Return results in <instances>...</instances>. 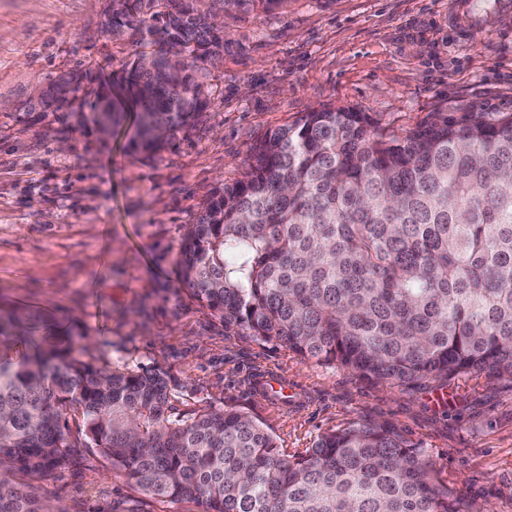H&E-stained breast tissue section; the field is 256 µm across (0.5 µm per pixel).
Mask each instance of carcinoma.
I'll use <instances>...</instances> for the list:
<instances>
[{
  "label": "carcinoma",
  "mask_w": 512,
  "mask_h": 512,
  "mask_svg": "<svg viewBox=\"0 0 512 512\" xmlns=\"http://www.w3.org/2000/svg\"><path fill=\"white\" fill-rule=\"evenodd\" d=\"M210 0H112L105 32L158 47L115 91L80 98L78 125L108 135L134 110L132 144L164 148L207 104L191 71L223 47ZM269 11L287 0H219ZM85 75L42 95L61 109ZM182 287L227 324L304 360L400 388L479 379L512 388V113L431 112L402 134L354 109L312 110L250 155L245 177L190 225ZM171 373L81 359L69 336L0 353V512H58L34 486L81 439L157 500L207 512H460L425 451L389 423L354 422L286 455L233 410L169 414Z\"/></svg>",
  "instance_id": "obj_1"
}]
</instances>
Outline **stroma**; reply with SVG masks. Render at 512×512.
Masks as SVG:
<instances>
[{"label": "stroma", "mask_w": 512, "mask_h": 512, "mask_svg": "<svg viewBox=\"0 0 512 512\" xmlns=\"http://www.w3.org/2000/svg\"><path fill=\"white\" fill-rule=\"evenodd\" d=\"M288 0L263 11L211 10L224 50L207 68L208 106L155 155L103 136L69 112L31 111L64 74L120 68L144 44L104 31L107 0H0V312H32L84 334V360L157 368L184 385L174 412L249 414L290 456L362 420L395 425L424 448L460 502L512 512V390L378 385L250 336L178 282L196 215L241 179L267 133L314 109L352 108L402 133L429 112H512V11L471 0ZM273 377L293 389L278 404ZM39 488L59 512H205L147 497L93 448Z\"/></svg>", "instance_id": "1"}]
</instances>
